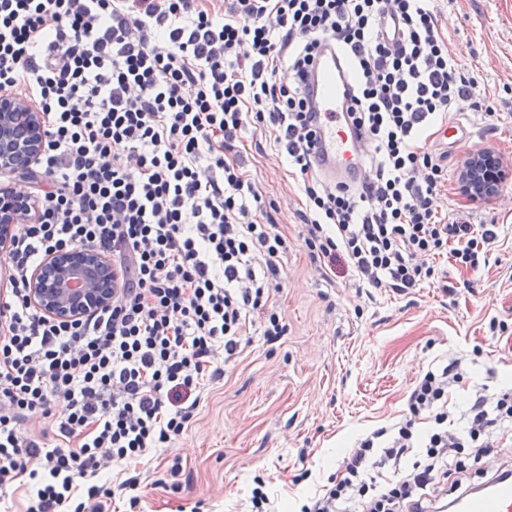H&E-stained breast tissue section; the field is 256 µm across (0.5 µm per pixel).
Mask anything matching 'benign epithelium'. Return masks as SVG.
<instances>
[{"label":"benign epithelium","instance_id":"7a95c632","mask_svg":"<svg viewBox=\"0 0 512 512\" xmlns=\"http://www.w3.org/2000/svg\"><path fill=\"white\" fill-rule=\"evenodd\" d=\"M46 119L28 99L0 91V169L30 167L45 146ZM509 172L492 150L470 153L459 170L461 192L474 202L499 196ZM35 220L27 196L0 189V249L10 246L16 225ZM112 266L87 248L49 255L26 285L30 302L47 316L73 321L112 305Z\"/></svg>","mask_w":512,"mask_h":512}]
</instances>
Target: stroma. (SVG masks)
Instances as JSON below:
<instances>
[{
  "label": "stroma",
  "instance_id": "35a3bbf8",
  "mask_svg": "<svg viewBox=\"0 0 512 512\" xmlns=\"http://www.w3.org/2000/svg\"><path fill=\"white\" fill-rule=\"evenodd\" d=\"M429 7L450 54L478 74L498 114L487 120L465 102L448 116L461 139L426 142L446 169L443 210L495 227L485 264L472 271L443 254L429 281L400 292L365 286L345 263L312 262L303 188L270 130L247 126L238 145L245 175L273 202L272 220L288 237L280 288L270 298L287 331L269 344L260 324L247 329L239 354L204 387L188 431L137 465V508L117 489L108 512H249L258 485L272 512H300L344 476L351 444L400 419L428 370L461 359L448 396L456 413L476 394L512 388V177L480 203L464 197L458 181L465 156L482 149L512 169V0H431ZM494 439V452L470 467L469 486L512 469V424ZM175 460L177 488L157 486Z\"/></svg>",
  "mask_w": 512,
  "mask_h": 512
}]
</instances>
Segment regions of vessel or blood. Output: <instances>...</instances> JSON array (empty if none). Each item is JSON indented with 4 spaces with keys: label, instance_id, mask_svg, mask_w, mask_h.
I'll list each match as a JSON object with an SVG mask.
<instances>
[{
    "label": "vessel or blood",
    "instance_id": "b4317fda",
    "mask_svg": "<svg viewBox=\"0 0 512 512\" xmlns=\"http://www.w3.org/2000/svg\"><path fill=\"white\" fill-rule=\"evenodd\" d=\"M343 72L331 47L319 52L310 72L312 107L319 115L315 145L318 168L332 183L351 179L360 167L362 141L341 119L349 102ZM448 512H512V474L499 473L486 489L454 497L448 503Z\"/></svg>",
    "mask_w": 512,
    "mask_h": 512
}]
</instances>
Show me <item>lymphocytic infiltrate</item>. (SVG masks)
Instances as JSON below:
<instances>
[{"label":"lymphocytic infiltrate","mask_w":512,"mask_h":512,"mask_svg":"<svg viewBox=\"0 0 512 512\" xmlns=\"http://www.w3.org/2000/svg\"><path fill=\"white\" fill-rule=\"evenodd\" d=\"M324 43L345 60L347 118L366 144L363 178L336 185L311 154ZM20 85L47 119L36 219L16 228L0 297V493L24 488L26 512H104L110 483L134 492L129 468L187 431L253 315L266 340L284 335L268 302L288 239L257 221L265 202L233 156L248 123L270 128L302 180L312 258L343 256L369 287H418L444 253L478 269L495 239L440 212L426 140L478 80L427 0H0V90ZM75 248L105 255L118 289L111 307L57 321L26 283ZM460 366L427 371L404 418L357 441L302 512H424L459 448L488 451L512 421L503 393L448 428ZM425 415L436 427L422 433ZM415 448L424 463L403 467Z\"/></svg>","instance_id":"1"}]
</instances>
